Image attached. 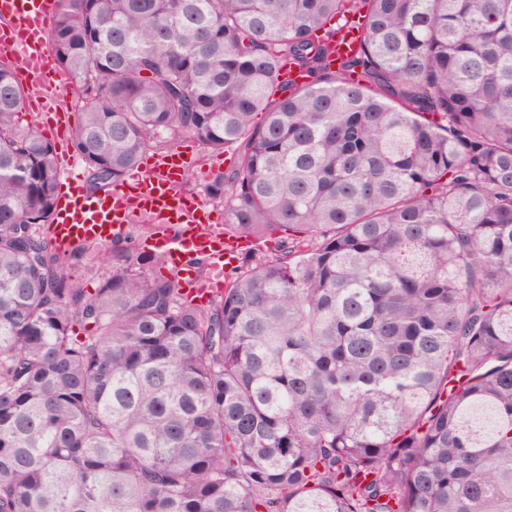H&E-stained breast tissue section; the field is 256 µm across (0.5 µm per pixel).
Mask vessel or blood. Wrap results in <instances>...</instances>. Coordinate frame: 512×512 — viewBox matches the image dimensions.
I'll return each instance as SVG.
<instances>
[{
    "label": "vessel or blood",
    "mask_w": 512,
    "mask_h": 512,
    "mask_svg": "<svg viewBox=\"0 0 512 512\" xmlns=\"http://www.w3.org/2000/svg\"><path fill=\"white\" fill-rule=\"evenodd\" d=\"M57 0H0V61L12 63L29 95L26 106L43 125L66 132L68 118L58 101L65 77L48 47ZM59 155L69 191L58 197L48 234L65 251L83 240L106 241L122 235L135 217L146 215L156 224L155 248L162 250L195 295L213 297L222 286L226 264L235 260L239 243L211 225L206 208L179 186L187 167L180 153L152 158L146 169H135L127 180L102 197L85 193L67 145ZM176 234H169V227ZM207 256L211 274L198 279L190 255Z\"/></svg>",
    "instance_id": "vessel-or-blood-1"
}]
</instances>
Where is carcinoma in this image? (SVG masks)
<instances>
[{
    "instance_id": "carcinoma-1",
    "label": "carcinoma",
    "mask_w": 512,
    "mask_h": 512,
    "mask_svg": "<svg viewBox=\"0 0 512 512\" xmlns=\"http://www.w3.org/2000/svg\"><path fill=\"white\" fill-rule=\"evenodd\" d=\"M49 47L90 189L189 135L248 251L85 288L0 64V512H512V0H58Z\"/></svg>"
}]
</instances>
